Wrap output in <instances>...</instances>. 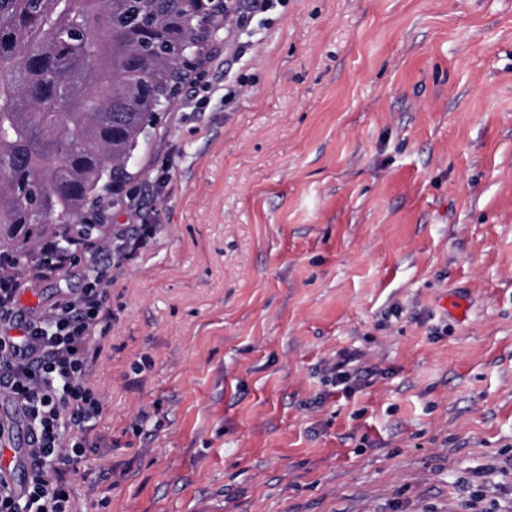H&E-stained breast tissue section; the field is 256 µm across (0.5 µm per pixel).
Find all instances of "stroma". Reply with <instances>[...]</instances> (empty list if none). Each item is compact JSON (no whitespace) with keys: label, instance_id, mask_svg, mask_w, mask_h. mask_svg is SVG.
Listing matches in <instances>:
<instances>
[{"label":"stroma","instance_id":"obj_1","mask_svg":"<svg viewBox=\"0 0 512 512\" xmlns=\"http://www.w3.org/2000/svg\"><path fill=\"white\" fill-rule=\"evenodd\" d=\"M220 37L103 229L155 227L112 267L77 512H512V0H238ZM353 360V355L341 352L328 364L327 372L331 377L330 382L336 387L343 386L342 389H345L354 380Z\"/></svg>","mask_w":512,"mask_h":512}]
</instances>
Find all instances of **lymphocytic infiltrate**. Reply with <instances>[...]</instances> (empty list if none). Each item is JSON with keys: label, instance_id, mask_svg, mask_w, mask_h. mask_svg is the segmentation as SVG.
I'll list each match as a JSON object with an SVG mask.
<instances>
[{"label": "lymphocytic infiltrate", "instance_id": "obj_1", "mask_svg": "<svg viewBox=\"0 0 512 512\" xmlns=\"http://www.w3.org/2000/svg\"><path fill=\"white\" fill-rule=\"evenodd\" d=\"M111 267L89 258L81 292L43 310L17 308L16 289L0 287V394L30 432L29 479L18 487L0 471V512H74L68 468L90 447L104 409L89 367L112 324Z\"/></svg>", "mask_w": 512, "mask_h": 512}]
</instances>
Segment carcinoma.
<instances>
[{"instance_id":"1","label":"carcinoma","mask_w":512,"mask_h":512,"mask_svg":"<svg viewBox=\"0 0 512 512\" xmlns=\"http://www.w3.org/2000/svg\"><path fill=\"white\" fill-rule=\"evenodd\" d=\"M224 18V0H0V278L100 231L148 115L203 67L204 28Z\"/></svg>"}]
</instances>
